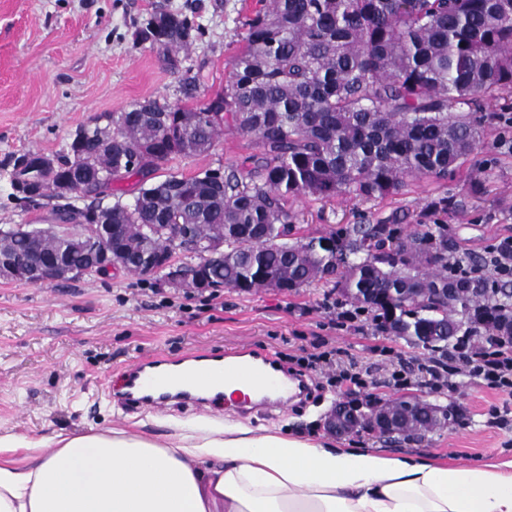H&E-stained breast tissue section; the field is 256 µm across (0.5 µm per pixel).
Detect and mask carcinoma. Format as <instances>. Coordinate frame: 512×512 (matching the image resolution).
<instances>
[{"label": "carcinoma", "mask_w": 512, "mask_h": 512, "mask_svg": "<svg viewBox=\"0 0 512 512\" xmlns=\"http://www.w3.org/2000/svg\"><path fill=\"white\" fill-rule=\"evenodd\" d=\"M243 26V45L229 62L224 91L197 108L157 99L134 101L112 113V141L99 126L80 128L60 157V172L81 170L80 208L55 211L57 223L86 224L108 211L119 225L112 242L134 243L133 264L168 252L180 235L192 246L188 268L206 261L215 284L241 292L268 288L278 277L293 290L322 282L331 291L376 311L382 329L389 311L366 297L370 288H404L395 304L396 335L439 357L481 325L487 342L512 336V278L490 283L474 275L485 259L450 256L448 198L426 205L428 224L404 229L392 216L329 236L290 241L295 215L288 202L313 196L382 199L410 179L444 180L481 143L476 116L512 93V0H259ZM197 39L182 12L156 11L135 42L164 50L170 65ZM248 137L255 152L229 171L207 168L186 176L177 159L210 152L224 131ZM164 170V178L148 175ZM10 176L15 195L52 197L50 180L30 187ZM137 176L134 202L113 184ZM224 240L219 259L201 244ZM343 243L337 260L323 246ZM0 243L19 266L42 247L83 261L98 246L90 237H56L32 224L0 227ZM455 260L458 273L448 271ZM435 288L449 291L436 306ZM393 407L416 418L409 436L430 431L435 406L399 399Z\"/></svg>", "instance_id": "carcinoma-1"}]
</instances>
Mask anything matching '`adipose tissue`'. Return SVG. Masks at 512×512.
<instances>
[{
	"mask_svg": "<svg viewBox=\"0 0 512 512\" xmlns=\"http://www.w3.org/2000/svg\"><path fill=\"white\" fill-rule=\"evenodd\" d=\"M0 461V512H512V470L338 448L225 419L160 442L58 435Z\"/></svg>",
	"mask_w": 512,
	"mask_h": 512,
	"instance_id": "adipose-tissue-1",
	"label": "adipose tissue"
}]
</instances>
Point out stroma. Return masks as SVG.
Wrapping results in <instances>:
<instances>
[{
	"label": "stroma",
	"mask_w": 512,
	"mask_h": 512,
	"mask_svg": "<svg viewBox=\"0 0 512 512\" xmlns=\"http://www.w3.org/2000/svg\"><path fill=\"white\" fill-rule=\"evenodd\" d=\"M257 6V0H0V225L51 222V200L34 205L14 198L17 157L58 154L78 127L136 100L181 103L177 88L185 76L197 79L200 100L222 92L228 63L242 45L241 22ZM160 8L187 14L201 30L174 70L162 50L134 43L137 27ZM249 151L248 138L227 131L209 154L175 165L191 175L230 167ZM441 196L453 201L448 238L459 251L483 257L512 236V125L500 122L497 110L484 112L482 146L448 179L415 180L377 200L297 199L294 235L325 236L392 215L410 230ZM327 294L316 283L288 293L223 288L212 298L122 269L42 286L0 281V434L40 439L113 427L162 441L222 423L234 412L224 401L157 414L110 401L107 388L147 356L177 360L193 350L244 346L272 354L291 372L324 351L335 361L331 371H309V398L244 416L246 424L454 466L512 460V428L495 426L489 415L492 407H512V396L460 376L455 391H430L419 383L420 366L434 359L430 350L377 328L369 311L338 325L323 306ZM402 367L410 378L405 386L392 377ZM343 371L360 373L361 383L338 380ZM400 397L452 408L461 422L393 444L366 432L339 437L324 425L338 402Z\"/></svg>",
	"instance_id": "stroma-1"
}]
</instances>
